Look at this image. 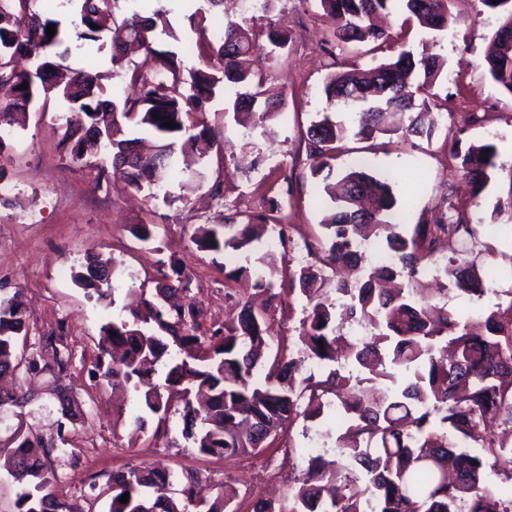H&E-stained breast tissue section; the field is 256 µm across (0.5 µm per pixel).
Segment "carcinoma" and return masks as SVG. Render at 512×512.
Masks as SVG:
<instances>
[{
	"mask_svg": "<svg viewBox=\"0 0 512 512\" xmlns=\"http://www.w3.org/2000/svg\"><path fill=\"white\" fill-rule=\"evenodd\" d=\"M78 2L77 38L86 44L111 41L113 75L124 72L137 94L104 98V76L82 67L66 68L58 55L47 50L63 44L60 23L44 18L34 0H0V128L12 125L14 113L29 108L35 98L60 104L65 119L63 141L72 160L95 170L96 187L119 180L154 198L177 174L192 175V165L212 149L207 135L206 103L217 90L227 98L225 113L253 116L263 122L278 116L280 104L263 97L266 77L251 69L249 58L261 42L284 50L290 36L270 27H256L242 19L230 22L224 35L196 45L198 66L182 73L172 51L154 47L157 32L179 40L161 6L151 15L135 11L117 21L115 0ZM450 0H320L325 15L338 21L335 40L345 48L388 43L393 36L374 20L393 9L435 30L452 21ZM487 8L508 9L504 24L487 57L491 79L512 94V0H480ZM189 15L197 29L205 28L207 9L223 0H204ZM55 26L47 36L46 28ZM98 29H92V26ZM415 54L400 48L396 55L367 70L356 68L331 74L323 92L324 112L307 130L308 149L317 162L312 177L333 171L342 143L352 127L356 135L389 134L384 113L376 111L374 93L387 91L391 110L407 115L401 129L405 139L431 140L435 127L429 119V94L443 70L421 42ZM27 88H22L23 83ZM366 101L368 108L352 113V125L332 119L333 109ZM174 121L175 128L163 126ZM132 129H143L163 141L156 152L134 162L123 158L122 147L136 143ZM456 167L478 198L496 167L497 147L492 142L449 149ZM88 157H108L111 166L92 164ZM165 167L162 181L153 180L157 166ZM324 191L336 210L323 221L320 248L338 267L361 270L355 282L341 280L336 294L347 299L342 319L370 327L359 344H348L336 327V304L318 285L321 275L306 265L290 271L284 253L272 250L258 257L254 271L239 267L227 278L253 279L255 290L274 292L276 276H288L280 289L307 300L300 322L297 356L276 354L270 366L264 351L273 341L271 307L255 309L242 304L237 324L210 336L197 334L203 310L193 302L179 303L178 294L190 280L178 269L164 276L163 287L141 289L145 312L131 318L109 320L101 326L100 355L94 368L101 376L128 385L143 414L136 428L147 427L146 415L158 422L179 417L183 434L197 453L230 458L259 455L279 433L303 417V431L320 424L332 412L344 426L334 439L335 459L323 454L301 459L300 475L280 502L256 499L249 512H512V289L491 292L479 269L451 255L440 266L439 278L449 280L446 291L480 302L497 295V302L482 309L481 332L471 329L458 313L432 302L425 289L412 287L419 271L437 251L441 237L453 242L473 235L471 225L459 217L443 216L434 224L415 225L405 234L403 211L397 209L398 182L374 175L364 159L355 160L328 182ZM249 215L242 223L202 224L194 244L214 254L250 252L252 223L272 219ZM375 237L393 262L380 266L357 251L359 239ZM86 273L76 283L98 298L112 290L115 267L97 258L86 260ZM28 328L20 293L0 294V377L20 371L52 377L64 372L71 354L55 351L52 362L39 364L25 357ZM324 347H319V343ZM27 393L0 387V409L21 407ZM11 456L0 462L15 487L9 512H67L54 491L52 456L61 451L52 437L18 426L12 433ZM173 475L165 468L131 466L109 475V512H238L231 499L212 495L198 480L186 477L181 498L169 494ZM129 494L128 502L120 497Z\"/></svg>",
	"mask_w": 512,
	"mask_h": 512,
	"instance_id": "obj_1",
	"label": "carcinoma"
}]
</instances>
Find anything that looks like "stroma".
Returning a JSON list of instances; mask_svg holds the SVG:
<instances>
[{"instance_id": "stroma-1", "label": "stroma", "mask_w": 512, "mask_h": 512, "mask_svg": "<svg viewBox=\"0 0 512 512\" xmlns=\"http://www.w3.org/2000/svg\"><path fill=\"white\" fill-rule=\"evenodd\" d=\"M170 19L178 39L157 35L159 48L177 53L185 68L196 66L194 45L198 37H213L227 21L248 18L258 26L290 33L287 49L265 46L252 56L264 70L272 90L281 96V117L258 123H239L224 113L223 97L208 104L210 135L215 147L199 160L198 176L177 178L166 193L153 199L114 183L96 188L89 167L73 161L62 142L56 103L30 106L25 118L12 129L0 152L6 176L5 204H0V291L21 292L27 310L29 354L52 360L55 351L44 336H60L72 353V362L60 377L34 375L21 386L31 400L22 417L0 415V453L12 449L11 433L25 421L45 437L63 435L66 452L54 458L57 496L78 512H108V497H95L116 470L136 465H160L177 477L197 476L212 492L235 488L246 499L279 497L297 475L283 458L288 447L307 448L302 425L291 435H279L259 455L219 459L199 455L182 434L179 418L166 424L149 420L145 432H136L138 413L132 395L113 389L111 382L91 377L98 354L101 325L123 317L130 290L161 280L166 264L177 265L190 278L189 295L205 311L201 330L212 333L231 323L240 311L236 299L224 296L225 272L245 266L258 269L257 255L240 253L219 264L212 253L198 250L192 239L202 224H217L225 216L244 217L267 212L270 201H280L297 226L292 241L321 240L326 214L321 184L310 175L313 165L306 148V130L324 109L325 78L332 72L370 61L387 60L384 49L375 56L343 50L330 43L333 30L319 0H261L242 8L239 0H224V7L207 16L203 31L191 29L185 0H171ZM458 20L448 30L428 35L414 30L412 43L434 37L435 51L446 64L435 91L446 104L434 114L436 132L431 141L394 142L370 149L368 140L349 139L347 153L333 163L346 166L350 156L370 149L373 171L403 180L415 174L419 183L412 206L404 210L406 229L433 222L445 206L465 211L469 223L512 224V94L502 90L487 73L484 56L502 22L501 12L480 0H454ZM469 144L493 142L498 151L497 170L482 195L473 201L470 187L449 157L454 140ZM293 174L292 196L279 187ZM35 207L34 218L23 211ZM152 224L157 237L150 242L135 238V225ZM112 259L117 274L113 297L99 299L78 288L73 278L82 272L87 254ZM305 301L292 296L276 306L272 332L282 347L294 348ZM83 410L71 420L61 414L58 393Z\"/></svg>"}]
</instances>
